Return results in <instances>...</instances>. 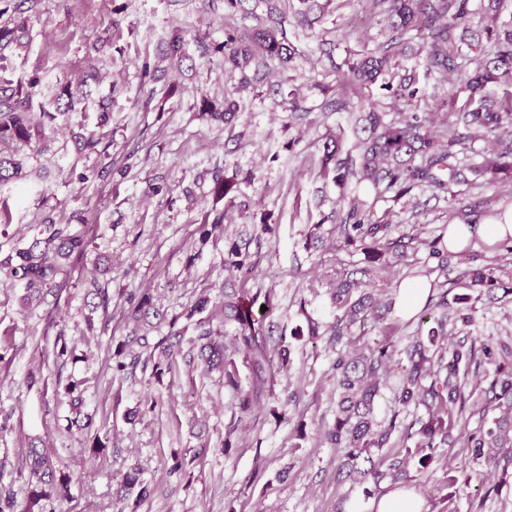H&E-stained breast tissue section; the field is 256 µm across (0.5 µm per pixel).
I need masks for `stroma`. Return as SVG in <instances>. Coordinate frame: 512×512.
<instances>
[{
  "mask_svg": "<svg viewBox=\"0 0 512 512\" xmlns=\"http://www.w3.org/2000/svg\"><path fill=\"white\" fill-rule=\"evenodd\" d=\"M299 15L298 0H249L233 13L225 0H0V26L27 25L20 43L0 52V82L29 98L33 112L53 111L67 83L86 80L87 95L74 110L57 114L45 140L16 144L26 175L0 184L10 224L0 232V256L24 246L45 216L95 237L45 300L27 307L23 288L0 274V500L13 512L27 504L26 451L37 446L70 480L57 512H118L125 473L139 469L150 494L137 512H348L366 498L364 485L340 481L342 459L324 438L336 415V349L327 336H293L307 319L333 321L329 288L341 270L364 267V255L337 244L330 214L339 190L319 175L323 145L343 122L331 111L336 68L349 55L374 47L388 34L385 15L364 12L359 0H315ZM277 7L284 19L291 61L273 59L260 69L224 64L218 44L225 25L245 32ZM184 40L182 61L166 55L172 33ZM164 71L161 80L151 70ZM419 93L393 103L378 86L365 94L382 110L427 116L438 126L448 90L420 75ZM295 93L303 110L282 103ZM237 106L227 124L201 112L203 103ZM112 117L98 126L99 107ZM95 134L112 160L107 178L81 180L100 163L78 152L74 134ZM234 178L230 198L217 196L214 176ZM159 185L161 194L150 193ZM245 203L246 211L229 207ZM443 194L414 190L399 201H378L371 218L394 235L434 238L452 222ZM224 216L222 230L202 236L205 214ZM271 225L247 282L274 289L277 333L290 351L291 369L278 376L272 395L249 414L217 371L197 360L199 321L224 325L211 311L186 319L200 296L220 302L228 277L226 238L256 224ZM319 237L308 240L310 229ZM108 261L112 293L108 314L86 297L97 260ZM418 278L467 294L452 274L439 272L426 253L408 251L373 278L382 296ZM148 295L153 308L177 317L181 353L172 369L142 365L115 369L113 353L133 334L157 342L167 324L136 325L124 317L128 294ZM470 325L449 326L458 339L512 334V295L480 300ZM72 354L58 356L57 338ZM81 383L83 411L91 423L68 430L63 395ZM435 462L410 470L408 484L425 512H512V468L486 471L471 459L465 438L479 425L470 411ZM469 476L466 487L448 485L449 473Z\"/></svg>",
  "mask_w": 512,
  "mask_h": 512,
  "instance_id": "1",
  "label": "stroma"
}]
</instances>
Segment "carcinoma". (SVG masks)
<instances>
[{"mask_svg": "<svg viewBox=\"0 0 512 512\" xmlns=\"http://www.w3.org/2000/svg\"><path fill=\"white\" fill-rule=\"evenodd\" d=\"M369 9L385 6L389 39L374 49H364L346 60L341 72L348 88L366 89L375 84L396 100L416 97L417 69L403 63L410 38L421 40L425 73L435 74L445 82L448 76L459 77L468 91L467 98L457 103L449 96L446 131L436 134L427 121L412 113L390 118L373 102L361 98L358 104L342 96L334 102L335 111L344 112L356 134L350 146L344 144L345 130L338 127L336 135L326 144L321 176L332 178L340 191L336 210V231L344 246L362 250L369 267L360 270L367 279L340 277L330 288V300L336 308V322L330 328V341L340 346L332 369L336 373L338 398L334 424L325 430L327 442L344 458L345 477L361 483L378 485L385 479L404 480L409 465L425 469L435 460V450L448 443L452 428L462 416L468 401L466 391L485 366L494 367L490 381L492 399L506 402L507 411L487 419L481 411L483 425L468 436L472 460L495 469L512 464V344L487 341L475 349L467 338L448 342V291L429 295L418 314L419 324L428 318L434 325L428 330L418 328L402 350L388 339L372 344L357 343L353 327L365 335L377 327L395 309V301L376 300L368 292L369 276L383 268L387 255L400 257L407 246L427 251V258L445 271L451 264L458 267V279L469 281L478 295L495 298L499 289L507 294L496 276L497 267L478 264L476 258L462 259L463 252L448 249L444 235L433 240L413 236L390 237V225L372 222L371 208L389 192L401 199L421 187L442 193L453 185H477L479 178L512 174V23L486 26L483 33L494 45L492 56L472 63L462 51L468 39L479 37L469 24L472 16L470 0H365ZM484 12L496 19L512 11V0H486ZM224 64L233 68L257 66L266 60L288 59L293 48L286 33L263 25L251 33L236 34L225 29ZM507 84L502 100L494 97L492 88ZM27 100L15 94H0V183L22 176V163L4 150L13 142H29L42 133V123L34 122ZM486 139L488 155L482 162H471V143L476 137ZM272 230L269 224H256L247 236L237 235L225 242L224 267L240 281L250 277L253 262L251 243H260L261 236ZM89 239L84 233L71 230V225L55 223L50 217L40 224L38 236L25 247L0 259V271L22 283L23 302L40 301L56 279L68 273L71 259L84 255ZM93 307L108 312L112 302L108 284L94 279L88 283ZM273 289L251 292L246 288L224 291V322L235 324L231 347L217 341L210 330L197 336L201 360L210 369L224 371V383L241 389L238 364L248 369V389L243 392L240 409L248 413L272 392L276 375L288 372V349L281 346L277 355L270 352L273 342ZM126 315L133 321L152 317L157 323L167 319L158 309H151L145 296L130 298ZM141 351H133V346ZM161 350L168 365L176 361L179 350L167 338L150 344L145 336L122 343L114 352L116 369L123 371L124 359L140 362L142 351ZM400 367L394 371V367ZM398 373L395 394L402 408L422 406L427 415L406 425L395 410L388 419H378L375 401L387 385L392 373ZM400 442L404 451L381 454ZM29 495L25 512H55L44 502L64 497L68 480L57 475L52 460L32 448L29 450ZM128 493H136L133 506L149 495L148 486L139 480L136 471L126 476Z\"/></svg>", "mask_w": 512, "mask_h": 512, "instance_id": "carcinoma-1", "label": "carcinoma"}]
</instances>
